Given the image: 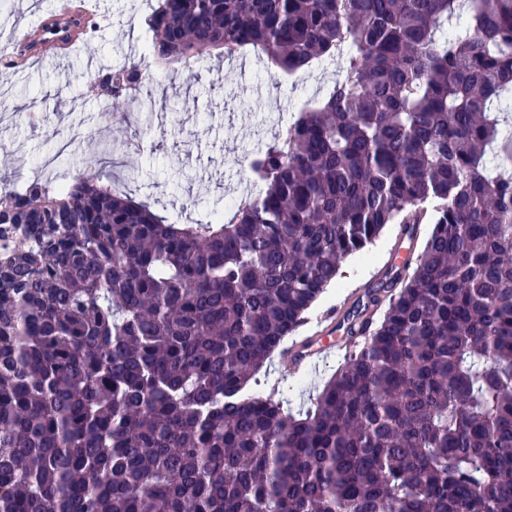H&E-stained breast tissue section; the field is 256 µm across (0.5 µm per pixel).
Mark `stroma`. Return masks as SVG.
Listing matches in <instances>:
<instances>
[{
	"mask_svg": "<svg viewBox=\"0 0 512 512\" xmlns=\"http://www.w3.org/2000/svg\"><path fill=\"white\" fill-rule=\"evenodd\" d=\"M156 3L98 0L108 22L87 47L95 52L99 66L144 52L150 38L144 19ZM84 48H73L68 62L60 66L0 70V108L13 115L12 121L0 122V173L17 185L42 176L67 179L83 155L107 143L111 150L102 167L111 174L114 187L135 199L156 201L158 209L181 224L204 219L241 196L242 157L277 132L278 117L289 100L310 104L319 99L327 78L317 64L296 83L286 84L266 73L254 54L231 60L214 55L201 63L200 81L157 75L152 85L155 98L174 89L179 92L173 110L153 116L148 123H120L107 129L95 124L101 98L86 92L93 71L86 65ZM64 73L72 79L67 112L61 111L57 94ZM68 127L85 130L87 138L79 147L53 136V129ZM400 236L399 225H386L364 252L347 258L335 286L285 339V346L315 338L343 342L340 322L365 303L368 289L383 279L390 265L401 262ZM341 364L337 355L288 374L276 353L262 368L254 390L287 398L293 409L305 408Z\"/></svg>",
	"mask_w": 512,
	"mask_h": 512,
	"instance_id": "1",
	"label": "stroma"
}]
</instances>
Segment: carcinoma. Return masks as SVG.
<instances>
[{"label":"carcinoma","instance_id":"carcinoma-1","mask_svg":"<svg viewBox=\"0 0 512 512\" xmlns=\"http://www.w3.org/2000/svg\"><path fill=\"white\" fill-rule=\"evenodd\" d=\"M146 25L194 80L221 48L343 76L206 221L96 154L0 178V512H512V0H158ZM143 69L110 67L105 123L155 112ZM425 220L313 406L245 393L344 260Z\"/></svg>","mask_w":512,"mask_h":512}]
</instances>
